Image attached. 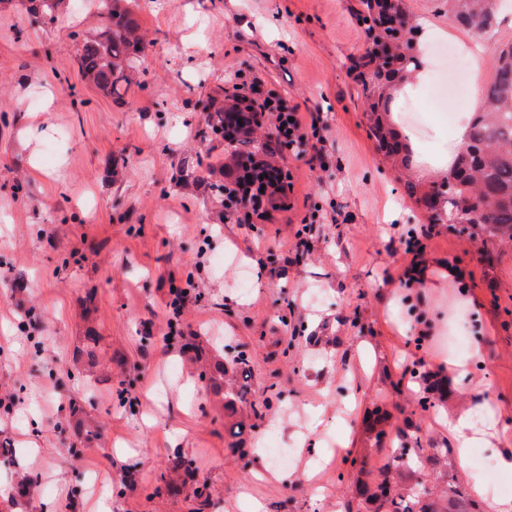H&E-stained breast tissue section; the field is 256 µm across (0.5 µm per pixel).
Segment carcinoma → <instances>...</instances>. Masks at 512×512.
<instances>
[{
  "instance_id": "carcinoma-1",
  "label": "carcinoma",
  "mask_w": 512,
  "mask_h": 512,
  "mask_svg": "<svg viewBox=\"0 0 512 512\" xmlns=\"http://www.w3.org/2000/svg\"><path fill=\"white\" fill-rule=\"evenodd\" d=\"M20 2L30 22L40 24L55 20L63 0ZM121 2L95 0L104 26L83 36L77 58L84 80L119 105L126 103L125 96L133 83L131 71L137 68L143 46L132 10ZM355 2L352 11L364 25L368 48L352 58L350 70L355 73L358 95L370 112V136L379 150L395 159L400 148L382 117L388 111L382 91L386 83L404 77L417 65L414 43L420 26L412 22L403 0ZM497 13V0H448V20L478 35L486 33V26L495 28ZM482 99L484 107L475 115L469 140L458 155L449 193L443 195L433 188L420 195L412 182L407 183V192L430 211L432 224L443 223L438 212L443 206L449 215L458 210L472 217L473 228L512 238V43L499 47ZM230 109L237 106L205 104V128L199 135L224 137ZM260 151L273 155L281 153V148L270 137L259 147L253 146L249 135L237 139L231 153L234 166L248 167ZM448 455L447 448L433 452L402 442L384 465L379 481L373 486L357 485L356 496L367 505L368 512H483L479 502L452 480L439 492L427 486L433 468Z\"/></svg>"
}]
</instances>
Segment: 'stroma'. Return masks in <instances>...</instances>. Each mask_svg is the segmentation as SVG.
I'll list each match as a JSON object with an SVG mask.
<instances>
[{"instance_id":"1","label":"stroma","mask_w":512,"mask_h":512,"mask_svg":"<svg viewBox=\"0 0 512 512\" xmlns=\"http://www.w3.org/2000/svg\"><path fill=\"white\" fill-rule=\"evenodd\" d=\"M75 2L33 24L0 0V443L15 451L0 462V512H98L92 479L112 512H345L399 432L450 448L449 420L472 409L476 446L512 450V239L429 225L377 151L349 70L365 48L354 0H138L144 49L122 105L79 71L73 34L103 20ZM405 4L485 61L512 42V27L449 24L448 0ZM255 76L303 112L311 146L282 163L285 207L243 224L179 169L199 161L223 179L227 145L200 136L201 107ZM471 96L441 113L427 92L403 110L447 134ZM425 228L433 286L410 301L405 241ZM444 263L457 278L440 277ZM415 309L430 336L412 332ZM456 331L464 347L441 348ZM476 346L481 360L445 373L434 408L418 405L420 379L393 391L404 371ZM237 355L261 407L234 437L227 399L199 374ZM452 472L493 487L483 512L512 501L511 471ZM23 476L33 499L17 494Z\"/></svg>"}]
</instances>
